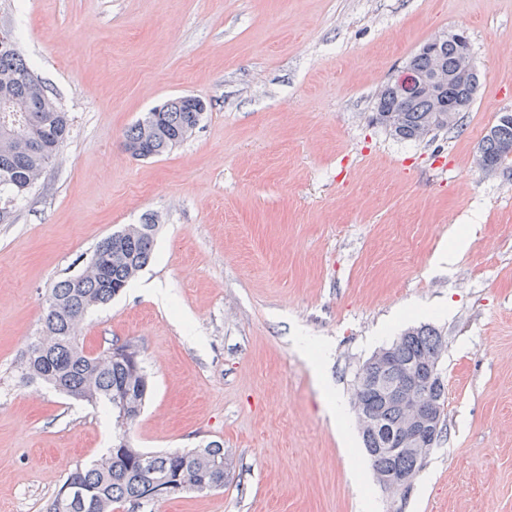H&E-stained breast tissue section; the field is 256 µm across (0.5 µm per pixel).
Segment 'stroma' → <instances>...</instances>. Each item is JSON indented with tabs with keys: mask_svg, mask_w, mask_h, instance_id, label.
Here are the masks:
<instances>
[{
	"mask_svg": "<svg viewBox=\"0 0 512 512\" xmlns=\"http://www.w3.org/2000/svg\"><path fill=\"white\" fill-rule=\"evenodd\" d=\"M465 30L481 82L458 128L416 142L372 120L426 42ZM70 138L0 224V512H44L117 434L102 407L23 382L42 301L130 224L158 230L140 280L82 324L151 378L127 435L146 451L223 444L222 489L119 512H512V159L479 146L512 110V0H0ZM207 110L170 152L125 131L168 99ZM471 225L451 269L431 260ZM442 336L444 433L408 491L381 488L353 404L403 330ZM326 353L316 378L301 343ZM340 392L352 436L325 412Z\"/></svg>",
	"mask_w": 512,
	"mask_h": 512,
	"instance_id": "stroma-1",
	"label": "stroma"
}]
</instances>
